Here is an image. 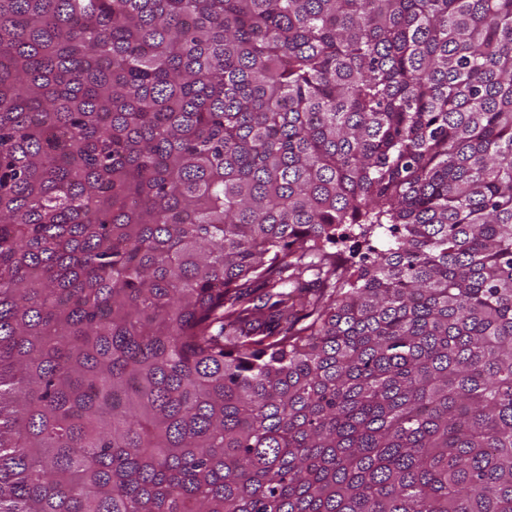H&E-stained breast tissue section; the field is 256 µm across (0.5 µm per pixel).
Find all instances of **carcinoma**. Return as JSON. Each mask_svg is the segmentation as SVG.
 I'll return each mask as SVG.
<instances>
[{
	"label": "carcinoma",
	"instance_id": "1",
	"mask_svg": "<svg viewBox=\"0 0 512 512\" xmlns=\"http://www.w3.org/2000/svg\"><path fill=\"white\" fill-rule=\"evenodd\" d=\"M0 512H512V0H0Z\"/></svg>",
	"mask_w": 512,
	"mask_h": 512
}]
</instances>
